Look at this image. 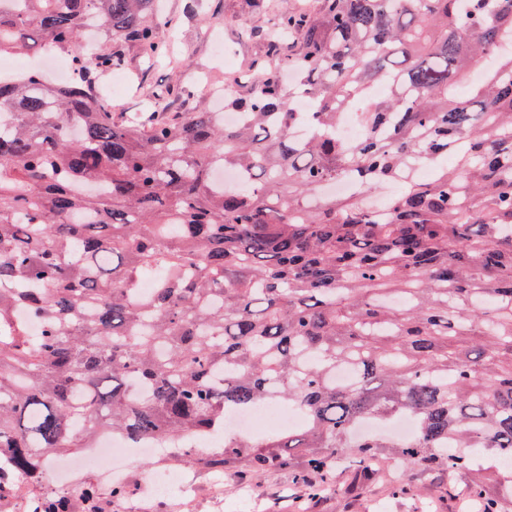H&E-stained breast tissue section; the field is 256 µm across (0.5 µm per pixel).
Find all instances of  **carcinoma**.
Returning <instances> with one entry per match:
<instances>
[{
    "instance_id": "1",
    "label": "carcinoma",
    "mask_w": 512,
    "mask_h": 512,
    "mask_svg": "<svg viewBox=\"0 0 512 512\" xmlns=\"http://www.w3.org/2000/svg\"><path fill=\"white\" fill-rule=\"evenodd\" d=\"M157 4L0 0V54L39 40L73 72L0 79V502L20 474L35 512H65L47 473L90 447L80 427L184 448L275 399L301 429L226 439L210 463L364 476L396 448L512 512L487 496L512 459V0L284 13L267 72L224 96L235 126L170 115L161 92L136 118L100 96L125 46L161 52ZM342 177L352 192H324ZM393 182L380 217L369 199ZM405 414L410 440L354 433Z\"/></svg>"
}]
</instances>
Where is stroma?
Returning <instances> with one entry per match:
<instances>
[{
    "instance_id": "35a3bbf8",
    "label": "stroma",
    "mask_w": 512,
    "mask_h": 512,
    "mask_svg": "<svg viewBox=\"0 0 512 512\" xmlns=\"http://www.w3.org/2000/svg\"><path fill=\"white\" fill-rule=\"evenodd\" d=\"M167 14L178 18L177 30L160 26L157 40L165 55L148 59L139 47L126 50L122 73L127 88L110 99L116 113L131 116L159 90L176 92L173 111L208 110L212 102L201 90L205 79L224 77V59H235L243 84L259 75L266 55L265 35L275 15L310 10L315 0H164ZM156 456L136 459L125 481L127 496L111 500L110 485L92 472L77 479L53 472L47 487L54 494L71 493L74 483H92L99 489L101 512H477L466 504L457 488L466 475L448 476L435 468L407 470L391 455L382 454L368 481L352 484L349 472H341L338 488L312 494L301 481L300 467L270 469L247 475L239 469L214 472L203 461L184 466L198 491L192 496L158 499L148 494L141 480L160 467Z\"/></svg>"
}]
</instances>
